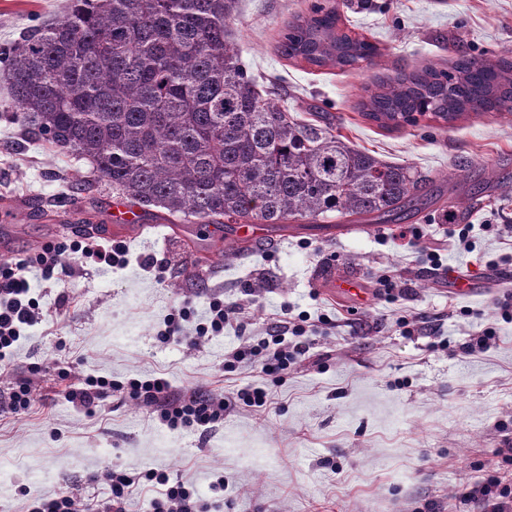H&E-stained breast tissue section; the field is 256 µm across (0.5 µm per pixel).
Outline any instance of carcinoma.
<instances>
[{
  "label": "carcinoma",
  "instance_id": "cac0c4a2",
  "mask_svg": "<svg viewBox=\"0 0 512 512\" xmlns=\"http://www.w3.org/2000/svg\"><path fill=\"white\" fill-rule=\"evenodd\" d=\"M241 0H67L61 17L0 47L11 119L89 163L91 182L181 224H390L443 190L410 165L300 121L239 57ZM338 8L315 4L277 50L344 69L378 48L350 40ZM384 129L428 116H512V61L461 56L368 92Z\"/></svg>",
  "mask_w": 512,
  "mask_h": 512
}]
</instances>
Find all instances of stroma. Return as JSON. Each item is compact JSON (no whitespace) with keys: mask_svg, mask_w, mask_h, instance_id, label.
<instances>
[{"mask_svg":"<svg viewBox=\"0 0 512 512\" xmlns=\"http://www.w3.org/2000/svg\"><path fill=\"white\" fill-rule=\"evenodd\" d=\"M312 2L242 0L235 42L250 71L276 79L291 115L331 123L435 185L467 176L474 209L370 231L268 224L245 251L220 224H182L166 239L146 232L153 214L139 227L115 223V196L102 184L82 195L80 211L128 248L127 265L110 268L82 254L90 240L59 205L88 164L10 123L0 92V210L13 222L0 263L31 260L38 304L37 324L0 373V395L19 379L34 387L25 412L0 413V512H26L33 498L63 489L107 502L103 473L113 465L166 473L221 512H479L461 504L464 486L512 474L499 454L512 446V316L502 314L512 304V192L482 190L488 180L512 189V118L471 114L448 128L424 118L387 130L360 109L378 77L445 68L463 54L512 60V0H359L343 9L342 27L379 54L345 70L277 52ZM62 3L0 0V44L34 18L60 15ZM462 230L467 245H451ZM215 244L223 256L196 275L195 253ZM50 246L65 247L70 273L42 275L38 259ZM152 257L166 271L146 267ZM450 269L471 283L469 295L451 293ZM335 277L360 280L361 296L333 292ZM382 277L391 292L377 288ZM216 299L236 309L223 335L196 348L160 339L166 316L180 309L189 314L184 335H194ZM285 320L303 325L311 344L281 378L247 360L225 371V352ZM487 329L493 336L479 345ZM86 375L161 376L175 396L195 389L232 398L261 386L270 400L237 405L203 433L172 431L117 392L97 407H73L64 391Z\"/></svg>","mask_w":512,"mask_h":512,"instance_id":"stroma-1","label":"stroma"}]
</instances>
